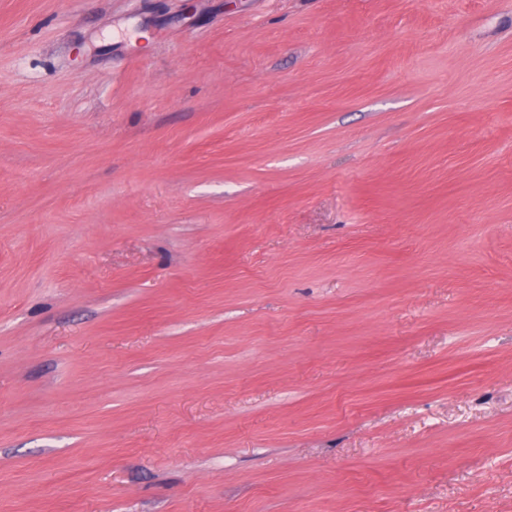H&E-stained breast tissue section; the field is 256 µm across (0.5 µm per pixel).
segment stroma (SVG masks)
<instances>
[{"mask_svg": "<svg viewBox=\"0 0 512 512\" xmlns=\"http://www.w3.org/2000/svg\"><path fill=\"white\" fill-rule=\"evenodd\" d=\"M0 512H512V0H0Z\"/></svg>", "mask_w": 512, "mask_h": 512, "instance_id": "35a3bbf8", "label": "stroma"}]
</instances>
